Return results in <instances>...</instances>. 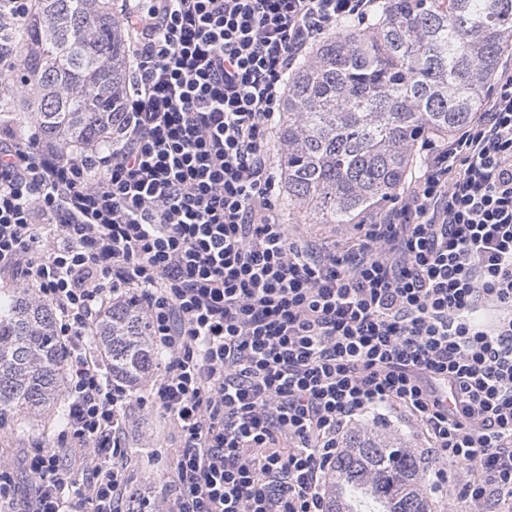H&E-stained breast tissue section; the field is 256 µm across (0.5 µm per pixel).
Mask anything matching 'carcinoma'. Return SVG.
<instances>
[{"instance_id": "cac0c4a2", "label": "carcinoma", "mask_w": 512, "mask_h": 512, "mask_svg": "<svg viewBox=\"0 0 512 512\" xmlns=\"http://www.w3.org/2000/svg\"><path fill=\"white\" fill-rule=\"evenodd\" d=\"M7 40L31 113L65 151L112 139L130 91L131 34L115 0H38ZM512 46V0H381L365 24L342 22L288 74L279 119L288 205L316 224H358L398 194L424 138L447 140L482 110ZM112 377L136 385L157 365L149 321L131 297L97 326ZM64 351L52 311L22 290L0 296V423L58 405ZM421 456L390 434L357 430L327 478L328 512H431Z\"/></svg>"}]
</instances>
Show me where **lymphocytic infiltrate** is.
<instances>
[{
	"instance_id": "f902f5d3",
	"label": "lymphocytic infiltrate",
	"mask_w": 512,
	"mask_h": 512,
	"mask_svg": "<svg viewBox=\"0 0 512 512\" xmlns=\"http://www.w3.org/2000/svg\"><path fill=\"white\" fill-rule=\"evenodd\" d=\"M377 2L126 0L118 139L66 154L0 128V271L54 311L67 373L58 447L27 457L22 495L0 457L1 500L118 512L130 397L94 343L130 294L178 428L166 512H326L348 426L388 408L423 429L432 491L512 504V70L448 144H423L350 249L293 239L276 213L288 73Z\"/></svg>"
}]
</instances>
